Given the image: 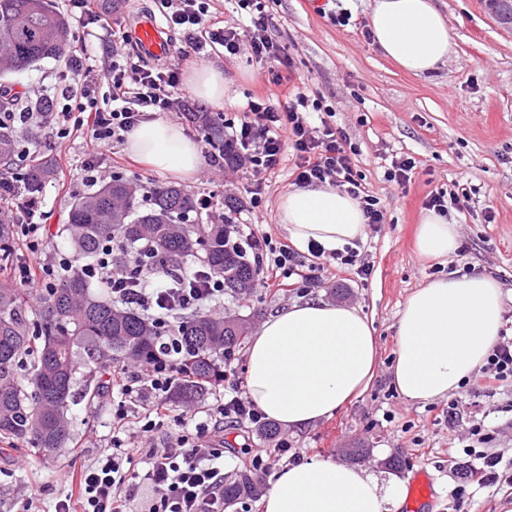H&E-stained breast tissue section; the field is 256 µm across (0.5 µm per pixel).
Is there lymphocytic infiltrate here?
<instances>
[{
  "mask_svg": "<svg viewBox=\"0 0 512 512\" xmlns=\"http://www.w3.org/2000/svg\"><path fill=\"white\" fill-rule=\"evenodd\" d=\"M158 3L166 12L168 25L182 33L187 46L176 60L160 70L146 68L130 56L102 64L87 43H79L72 59L75 80H63L56 87L62 102L60 111L39 114L0 110V128L16 130L37 124L50 128L60 139L81 133L87 154L81 182L91 186L98 180L97 157L103 150L125 140L156 113L187 111L186 101L175 100L174 93L182 84L188 61L218 50L231 58L247 49L267 63L269 89L266 95L250 98L241 117L223 122L225 141L238 167L272 173L286 152H293L296 183L336 186L359 200L371 228L384 223V209L379 198L363 186L347 151L345 133L328 119L329 106L302 91L288 93L293 78L291 63L269 32L264 0H237L250 20L243 28L225 25L212 9L213 0H180V8L174 11L169 8V0ZM103 83L108 86L104 94L99 91ZM24 184L22 173L0 171V196L17 198L18 226L29 247L36 250L49 233L41 222L42 199L23 196ZM225 244L255 267L261 288L296 274L307 287H318L320 273L329 265L356 267L361 276L370 273L368 265L358 264L353 249L326 254L319 245L312 244L308 252L318 260L317 272L301 274L295 249L273 245L266 234L250 224H227ZM72 267V261L64 259H47L35 267L24 264L19 268V281L41 295L54 288L62 273ZM79 268L107 289L113 303L147 313L166 328L160 355L141 371L114 369L112 387L126 401L145 406L147 420L140 426V433H150L156 424L171 418L180 434L173 445L165 442L138 447L136 434L129 432L127 410L118 408L112 452L81 470L78 499L59 500L54 512H224V436L219 427L227 421L259 427L264 419L240 385L234 350L224 352L223 393L216 396L208 421L198 422L183 413L171 415L166 406L170 391L188 375L185 352L172 320L180 312L199 311L220 300L223 288L201 266L178 277L159 269L130 277L110 249Z\"/></svg>",
  "mask_w": 512,
  "mask_h": 512,
  "instance_id": "1",
  "label": "lymphocytic infiltrate"
}]
</instances>
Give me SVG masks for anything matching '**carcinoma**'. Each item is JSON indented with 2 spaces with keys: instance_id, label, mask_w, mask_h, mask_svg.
<instances>
[{
  "instance_id": "obj_1",
  "label": "carcinoma",
  "mask_w": 512,
  "mask_h": 512,
  "mask_svg": "<svg viewBox=\"0 0 512 512\" xmlns=\"http://www.w3.org/2000/svg\"><path fill=\"white\" fill-rule=\"evenodd\" d=\"M13 47V59L3 71L21 72L46 59L58 60L73 51L71 26L54 0H0V43ZM193 122L215 153L232 161L224 142V128L210 112L192 113ZM20 153L18 136L0 131V165ZM54 175L51 161L31 154L24 179L28 193L40 192ZM194 194L175 185L143 186L115 177L74 197L60 237L82 262L96 257L102 247L117 240L132 254L129 273L142 268L162 269L187 257L223 280L224 290L247 295L254 288L255 268L224 246V225L199 224ZM14 252V227L0 209V262ZM23 288L0 287V437L26 441L50 454L71 437V405L76 385L90 400L108 392L112 369L131 360L154 359L160 328L149 316L118 309L92 290L91 282L72 270L40 298L38 309L28 305ZM37 317L31 326L30 314ZM246 320L192 313L183 317L181 336L190 378L177 384L170 401L188 404L206 393L215 375V357L240 344ZM30 359V378L17 376L21 359ZM89 375L78 383L79 365ZM262 479L249 470L224 481V504L255 498Z\"/></svg>"
}]
</instances>
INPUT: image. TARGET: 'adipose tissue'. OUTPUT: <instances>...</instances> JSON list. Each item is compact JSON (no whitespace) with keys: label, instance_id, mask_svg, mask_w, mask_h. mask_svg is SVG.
<instances>
[{"label":"adipose tissue","instance_id":"adipose-tissue-1","mask_svg":"<svg viewBox=\"0 0 512 512\" xmlns=\"http://www.w3.org/2000/svg\"><path fill=\"white\" fill-rule=\"evenodd\" d=\"M369 27L382 53L414 76L443 64L453 45L434 0H374ZM128 152L178 177L202 164L196 144L168 120L141 124ZM279 223L298 248L317 242L333 252L363 239L367 219L357 199L328 184L293 187L278 199ZM417 248L442 259L459 246L455 224L424 211ZM499 283L481 273L441 277L416 288L396 323L392 384L402 397L427 403L457 390L483 366L502 328ZM377 342L358 308L299 302L266 319L246 350L248 399L270 420L303 429L359 397L375 376ZM399 476L379 480L356 466L318 457L283 468L269 482L263 512H387L404 503Z\"/></svg>","mask_w":512,"mask_h":512}]
</instances>
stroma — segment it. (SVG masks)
Returning a JSON list of instances; mask_svg holds the SVG:
<instances>
[{
	"instance_id": "stroma-1",
	"label": "stroma",
	"mask_w": 512,
	"mask_h": 512,
	"mask_svg": "<svg viewBox=\"0 0 512 512\" xmlns=\"http://www.w3.org/2000/svg\"><path fill=\"white\" fill-rule=\"evenodd\" d=\"M436 3L448 20L454 47L436 72L418 78L389 61L374 41L363 36L372 0H268L273 37L285 46L306 93L332 108L331 122L345 133L366 188L385 208L386 222L368 231L357 246L361 262L371 267L369 276L344 268L306 295L294 285L257 288L247 297L228 295L213 314L246 318L254 331L270 315L306 298L360 309L373 324L378 346L371 385L330 418L303 430L282 427L278 435L288 439L304 460L318 455L342 462L346 448L359 445L369 450L362 468L379 477H387L392 458L401 462L400 477L426 470L434 478L432 512H452L451 491L474 464L463 452L472 442L471 421L449 424L447 399L412 403L392 387L395 324L407 297L425 282L452 271H475L500 283L503 321L512 325V25L501 23L485 0ZM340 9L351 12L350 26L331 23L330 13ZM206 62L224 71V100L217 106L191 93L189 104L207 112L218 108L233 117L248 97L261 94L264 68L248 53L230 59L213 54ZM67 67V62L48 59L29 71L5 76L4 82L25 100L49 99ZM21 137L23 150L42 145L58 177L78 178L85 159L80 134L60 140L27 129ZM406 154L417 160L418 167L410 184L401 187L387 180L385 170L388 158ZM101 177L176 184L198 195L214 194L219 204L240 201L241 223L257 225L273 245L288 241L279 225L277 201L295 184L293 159L271 174L244 169L221 174L203 166L181 179L135 160L116 143L105 155ZM258 184L264 187L266 202L254 209L250 192ZM461 190L471 196L469 209L448 211L458 229L460 251L445 263L420 257L414 234L424 198L437 191ZM42 196V222L51 233L48 249L32 250L23 237H16L12 261L0 267V286L16 285L18 265L37 264L48 253L70 255L56 230L71 195L52 181ZM489 211L494 214L490 223L485 220ZM468 384L480 392L472 421L483 419L499 429L495 440L485 444V452L512 459V382L499 384L486 396L481 393V373H474ZM116 406L108 394L79 401L71 410V441L49 457L37 454L29 444L0 439V512H23L22 496L33 489L40 493L41 512H52L73 489L66 473L94 464L111 449ZM257 455L265 460L269 477L289 463L257 428L225 424V474L251 467Z\"/></svg>"
}]
</instances>
